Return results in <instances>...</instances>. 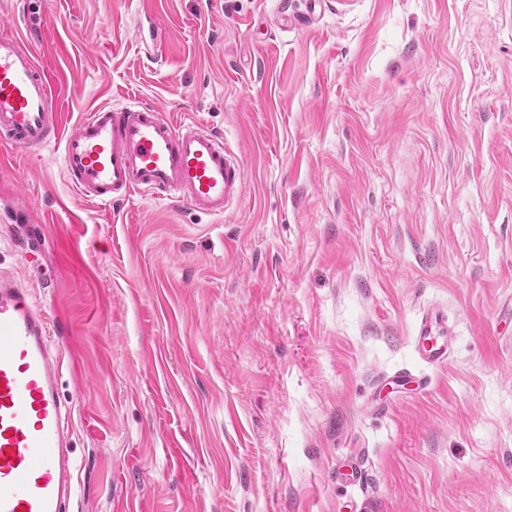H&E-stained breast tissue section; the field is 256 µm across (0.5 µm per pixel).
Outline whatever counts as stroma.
Wrapping results in <instances>:
<instances>
[{
    "instance_id": "35a3bbf8",
    "label": "stroma",
    "mask_w": 512,
    "mask_h": 512,
    "mask_svg": "<svg viewBox=\"0 0 512 512\" xmlns=\"http://www.w3.org/2000/svg\"><path fill=\"white\" fill-rule=\"evenodd\" d=\"M152 6L155 43L142 0H0L64 129L152 103L246 174L221 217L113 207L58 145L0 144V270L63 353L76 512H512V0ZM433 304L440 368L415 350ZM401 370L427 389L381 384ZM453 333L448 319L439 307L426 309L418 322L416 347L420 358L431 366H441L448 360Z\"/></svg>"
}]
</instances>
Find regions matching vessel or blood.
<instances>
[{
	"label": "vessel or blood",
	"mask_w": 512,
	"mask_h": 512,
	"mask_svg": "<svg viewBox=\"0 0 512 512\" xmlns=\"http://www.w3.org/2000/svg\"><path fill=\"white\" fill-rule=\"evenodd\" d=\"M0 141L30 152L58 144L69 184L100 204L147 192L221 216L246 188L222 137L174 124L152 104L102 106L63 132L49 73L32 49L3 34ZM49 326L28 292L0 274V512H70L76 494L74 409L60 393L62 358ZM452 343L443 310L426 309L417 326L420 358L443 365Z\"/></svg>",
	"instance_id": "1"
}]
</instances>
